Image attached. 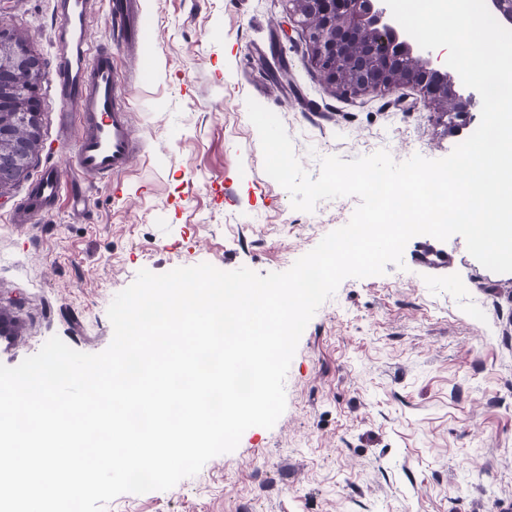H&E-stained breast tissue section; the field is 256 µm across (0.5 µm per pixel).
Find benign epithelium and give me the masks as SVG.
<instances>
[{
  "label": "benign epithelium",
  "instance_id": "7a95c632",
  "mask_svg": "<svg viewBox=\"0 0 512 512\" xmlns=\"http://www.w3.org/2000/svg\"><path fill=\"white\" fill-rule=\"evenodd\" d=\"M291 13L305 33L311 62L323 78L343 93H370L412 86L438 112L465 116L472 101L455 89L454 77L431 58L413 56L409 42L398 41L391 10L385 0H290ZM10 38L9 59L0 63V109L13 107L24 120L10 127L0 126V196L11 180L23 174L40 134V62L31 54L28 42L16 36L7 22L0 20V42ZM33 83L32 93L23 102L13 99L23 80Z\"/></svg>",
  "mask_w": 512,
  "mask_h": 512
}]
</instances>
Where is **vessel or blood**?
<instances>
[{"mask_svg": "<svg viewBox=\"0 0 512 512\" xmlns=\"http://www.w3.org/2000/svg\"><path fill=\"white\" fill-rule=\"evenodd\" d=\"M90 0H56L54 38L57 44L54 81L62 102L63 119L79 115L82 136L78 146L80 174L111 178L126 168L135 150L131 124L118 92L112 53L87 36ZM110 15L127 37L138 34L142 11L139 0H111ZM62 184L45 172L28 192L16 216L54 209Z\"/></svg>", "mask_w": 512, "mask_h": 512, "instance_id": "1", "label": "vessel or blood"}]
</instances>
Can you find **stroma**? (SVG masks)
I'll return each mask as SVG.
<instances>
[{
	"instance_id": "stroma-1",
	"label": "stroma",
	"mask_w": 512,
	"mask_h": 512,
	"mask_svg": "<svg viewBox=\"0 0 512 512\" xmlns=\"http://www.w3.org/2000/svg\"><path fill=\"white\" fill-rule=\"evenodd\" d=\"M136 44L93 0L92 40L112 51L136 150L127 169L80 175L81 130L59 124L51 0H0V17L43 63L41 147L0 196V338L13 367L53 336L84 353L113 337L107 309L139 270L208 263L288 270L350 220L355 196L293 209L264 171L246 101L273 111L310 176L322 158L387 151L448 156L477 128L454 129L422 94H342L310 61L288 0H140ZM55 169L56 209L17 224L28 186ZM87 207L72 209L71 193ZM269 429L167 491L123 494L105 512H512V273H495L463 237L409 240L402 265L348 278L306 326Z\"/></svg>"
}]
</instances>
